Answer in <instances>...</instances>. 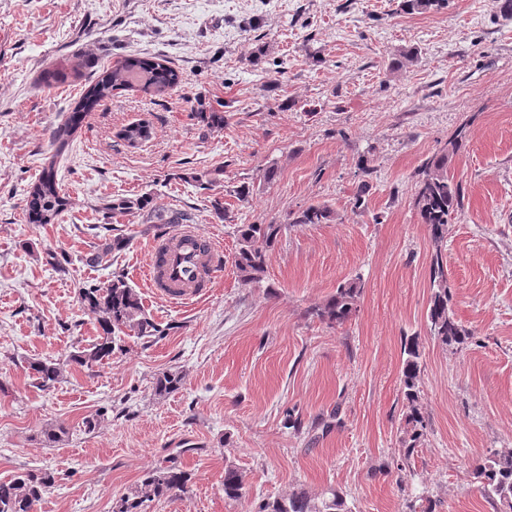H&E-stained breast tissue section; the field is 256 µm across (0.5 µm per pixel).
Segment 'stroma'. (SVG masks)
Returning a JSON list of instances; mask_svg holds the SVG:
<instances>
[{
	"mask_svg": "<svg viewBox=\"0 0 512 512\" xmlns=\"http://www.w3.org/2000/svg\"><path fill=\"white\" fill-rule=\"evenodd\" d=\"M401 2L0 0V479L50 471L37 512H112L172 457L191 477L189 497L143 512H249L330 487L352 512H410L425 496L435 512H494L472 467L512 448V17L493 0L423 13ZM130 56L167 59L180 84L161 96L113 91L57 153L53 129ZM200 112L223 113V128L203 129ZM137 123L148 135L132 146L122 132ZM462 127L450 168L463 207L438 245L415 184ZM51 160L70 204L54 223H28L26 197ZM115 195L188 212L216 240L222 268L209 295L174 305L146 287L155 235L140 213L105 216ZM312 203L331 220L289 225ZM271 221L285 230L266 272L242 284L236 228ZM117 236L124 251L88 264ZM49 249L69 256L66 272L46 264ZM437 250L454 316L473 334L458 350L427 327ZM116 271L169 336L122 337L107 363L35 387L29 360L65 357L98 334L78 285ZM356 274L363 291L349 321L312 315ZM410 336L426 430L404 466ZM165 371L182 383L159 396ZM290 410L300 429L286 427ZM60 422L69 436L46 443ZM228 460L243 476L238 500L224 495Z\"/></svg>",
	"mask_w": 512,
	"mask_h": 512,
	"instance_id": "stroma-1",
	"label": "stroma"
}]
</instances>
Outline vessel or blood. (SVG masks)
Masks as SVG:
<instances>
[{
  "label": "vessel or blood",
  "instance_id": "obj_1",
  "mask_svg": "<svg viewBox=\"0 0 512 512\" xmlns=\"http://www.w3.org/2000/svg\"><path fill=\"white\" fill-rule=\"evenodd\" d=\"M218 253L213 240L191 226L179 227L153 248L147 267L148 282L174 302L202 299L218 272L214 261Z\"/></svg>",
  "mask_w": 512,
  "mask_h": 512
}]
</instances>
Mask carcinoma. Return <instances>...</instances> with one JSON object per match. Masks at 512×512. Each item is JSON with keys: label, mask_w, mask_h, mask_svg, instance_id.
Here are the masks:
<instances>
[{"label": "carcinoma", "mask_w": 512, "mask_h": 512, "mask_svg": "<svg viewBox=\"0 0 512 512\" xmlns=\"http://www.w3.org/2000/svg\"><path fill=\"white\" fill-rule=\"evenodd\" d=\"M181 75L164 58L154 60L128 57L106 71L95 83L85 90L80 107L93 108L112 91L136 87L144 93L163 94L177 86ZM85 112H72L67 119L53 129V142L64 148L70 137L83 125ZM465 129L455 136L421 166V179L415 188L414 204L423 223L430 229L433 241L443 242L452 215L462 206L461 184L448 172V163L463 145ZM69 204L61 193L56 181L55 169L45 166L28 192L26 212L31 224H52ZM149 199L142 197L131 200L113 197L103 203V210L109 214H126L136 209L143 211ZM332 215L325 204H310L290 213L293 224H324ZM284 224H241L237 227L239 248L235 258L238 280L251 284L261 280L265 272L268 252L275 246ZM129 244L126 237H115L104 244L89 258L92 264H99L114 252L124 250ZM430 283L433 288L427 323L429 333L446 347L460 348L473 338V333L454 318L451 309V293L448 288V269L441 249L431 257L429 266ZM362 289V278L355 275L336 288V293L323 304L312 309L311 314L328 324L342 325L356 311L357 299ZM83 308L94 315L100 334L96 341L70 353L62 361L33 360L29 368L35 376L37 387L49 390L62 377L63 368L68 365L91 368L102 365L112 356L117 338L133 334L153 341L169 335L171 326H163L146 314L138 293L126 281L125 273L115 271L105 286L83 284L78 288ZM404 397L407 401L405 423L410 428L405 447L400 449L402 461L408 462L416 451L417 444L424 436L426 424L417 402L420 377V352L416 338L406 339L403 348ZM182 377L177 372L166 371L155 382L158 395L169 394L178 389ZM474 477L481 485L484 497L495 512H512V450L496 451L481 459L474 467ZM53 476L47 471H28L0 480V512H36V506L52 485ZM188 474L181 470L176 461L158 467L147 474L130 492L112 503V512H141L147 501L162 496L185 497L190 493ZM243 477L230 460L224 463V496L229 499L243 497ZM255 512H352L346 497L335 488H329L313 496L305 489H297L288 495L272 501L262 502Z\"/></svg>", "instance_id": "cac0c4a2"}]
</instances>
